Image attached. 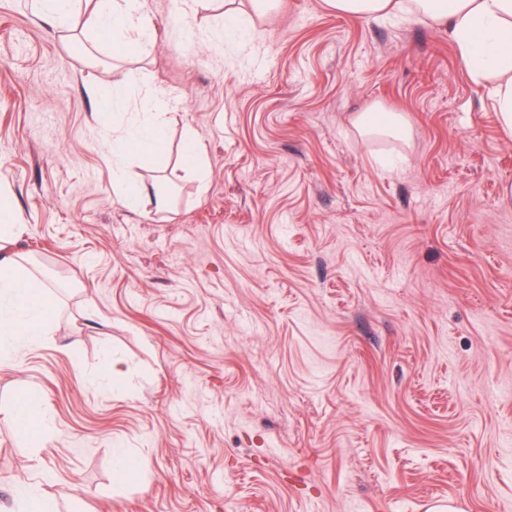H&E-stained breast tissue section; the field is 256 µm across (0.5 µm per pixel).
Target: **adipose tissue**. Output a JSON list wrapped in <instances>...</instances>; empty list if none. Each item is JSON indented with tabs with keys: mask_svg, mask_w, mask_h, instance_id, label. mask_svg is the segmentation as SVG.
Listing matches in <instances>:
<instances>
[{
	"mask_svg": "<svg viewBox=\"0 0 512 512\" xmlns=\"http://www.w3.org/2000/svg\"><path fill=\"white\" fill-rule=\"evenodd\" d=\"M409 13L429 16L448 30L475 75L493 84L498 119L512 135V0H407ZM91 22L103 33L147 32L151 21L142 0H98ZM15 310L0 313L1 336L39 341L49 302L40 283L0 265V296Z\"/></svg>",
	"mask_w": 512,
	"mask_h": 512,
	"instance_id": "adipose-tissue-1",
	"label": "adipose tissue"
}]
</instances>
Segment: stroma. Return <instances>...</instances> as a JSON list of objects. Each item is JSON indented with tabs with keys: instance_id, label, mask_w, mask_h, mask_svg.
Wrapping results in <instances>:
<instances>
[{
	"instance_id": "obj_1",
	"label": "stroma",
	"mask_w": 512,
	"mask_h": 512,
	"mask_svg": "<svg viewBox=\"0 0 512 512\" xmlns=\"http://www.w3.org/2000/svg\"><path fill=\"white\" fill-rule=\"evenodd\" d=\"M144 8L124 44L83 6L0 0V222L53 285L45 336L0 340V512H512V136L490 84L416 15ZM115 66L161 101L166 156L129 162L173 185L169 212L115 188L103 141L146 123ZM374 108L407 135L360 134ZM27 390L38 434L12 420Z\"/></svg>"
}]
</instances>
